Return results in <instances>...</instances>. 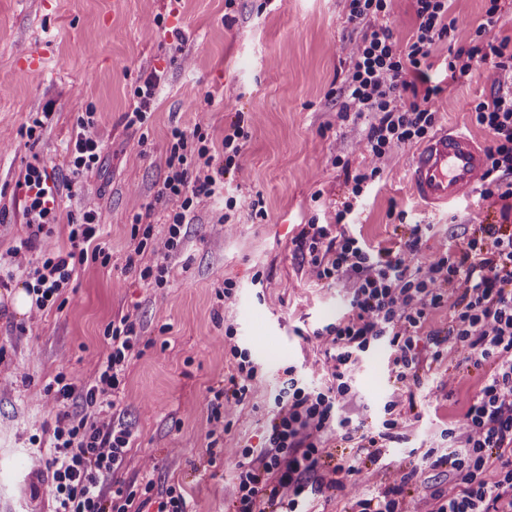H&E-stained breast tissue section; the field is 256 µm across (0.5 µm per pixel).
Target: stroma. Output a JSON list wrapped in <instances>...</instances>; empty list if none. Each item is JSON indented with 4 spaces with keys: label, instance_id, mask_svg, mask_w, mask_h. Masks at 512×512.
<instances>
[{
    "label": "stroma",
    "instance_id": "1",
    "mask_svg": "<svg viewBox=\"0 0 512 512\" xmlns=\"http://www.w3.org/2000/svg\"><path fill=\"white\" fill-rule=\"evenodd\" d=\"M485 10V0H452L455 28L430 58L431 81L442 91L429 106L438 129L460 127L486 143L491 135L473 110L489 99V81H448L449 48L469 43ZM351 38L345 0H235L230 7L225 0H0V512H50L47 480H29L31 450L34 442L48 443L58 409L77 411L81 402L58 401L45 387L61 372L77 387L92 384L107 352L105 330L125 314L141 342L110 411L133 433L123 478L159 489L180 484L188 512H230L234 450L261 446L285 369L314 387L329 379L326 346L312 331L345 312L344 290L311 278L292 240L309 221L333 223L346 201L334 157L355 170L381 168L351 226L368 247L390 245L403 220L429 225L421 255L433 257L454 248L473 224L503 223L501 203L476 192L426 209L407 179L415 147L374 161L365 120L338 118L334 93L350 66ZM32 52L42 64L30 69L24 59ZM155 70L161 80L151 114L141 127H127L135 90ZM48 105L52 122L39 139L28 138L27 128ZM90 107L101 163L72 190H61L46 239L70 251L69 218L90 204L109 260L77 267L63 305L16 315L7 290L27 285L29 274L14 264L12 251L30 230L15 183L38 161L68 176V145ZM238 120L243 171L225 176L224 193L241 208L224 224L222 203L202 201L168 259V284L149 286L126 263L137 244L136 215L154 236L164 234L169 204L158 192L171 128L199 127L219 144ZM228 326L259 376L218 432L209 402L234 371L224 348ZM388 356L387 347L373 348L355 376L348 413L370 426L393 392ZM483 378V371L464 367L452 389L432 379L403 393L400 447L349 477L343 489L314 495L312 512H351L357 494L408 473L448 427L462 423Z\"/></svg>",
    "mask_w": 512,
    "mask_h": 512
}]
</instances>
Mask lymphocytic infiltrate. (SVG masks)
Returning <instances> with one entry per match:
<instances>
[{
	"label": "lymphocytic infiltrate",
	"mask_w": 512,
	"mask_h": 512,
	"mask_svg": "<svg viewBox=\"0 0 512 512\" xmlns=\"http://www.w3.org/2000/svg\"><path fill=\"white\" fill-rule=\"evenodd\" d=\"M347 20L359 31L350 49L351 66L339 89L337 115L367 116L366 148L381 160L393 149L424 141L434 133L436 114L428 103L435 95L429 86L428 60L437 42L454 27L450 0H414L416 29L406 47H399L389 23L392 0H347ZM500 19V0H488L483 23L468 45L448 53V78L462 83L474 75L492 77L489 100L475 107L477 124L491 135L489 167L481 195L512 201V84L502 82L512 69V46L491 39ZM95 113L86 110L69 146L73 175L92 172L101 161V144L93 133ZM244 131L233 123L224 135L222 156H215L201 129L173 127L165 153L166 175L159 191L171 204L162 237L144 228L135 255L151 253L159 261L141 268L140 277L155 287L167 283V258L176 253L206 199L223 201L227 210L237 206L224 194L226 174L240 170ZM344 169L351 199L331 224L302 225L294 239V253L309 275L345 287L348 311L335 322L315 329L313 335L329 348L330 385L316 388L288 378L274 401L265 439L260 448L243 447L236 464L234 512H299L309 491L329 493L359 472L365 460L376 457L379 441L394 439L402 424L395 401L384 405L382 429L372 433L345 416L352 402L350 374L371 348L392 351L395 378L402 386L420 385L423 374L438 369L445 357L461 356L466 366L485 376L460 426L448 431V450L425 453L420 469L447 468L448 485L431 494L430 512H512V225L480 224L463 235L454 249L420 259L425 224L407 225L390 247L373 251L349 233L353 201L375 182L379 168L349 172L348 162L334 157ZM43 165H28L16 184L23 214L36 234L54 223L52 201L56 188L46 183ZM100 224L96 209L87 208L73 219L66 255L42 248L31 288L37 310L54 305L78 266L98 260ZM449 306L446 328L422 334L430 311ZM108 351L94 382L79 388L66 374L54 383L58 398L82 399L88 411L59 410L47 450L35 451L40 470L51 484L52 512H186L180 485L155 490L153 483L138 486L118 476L127 456L132 433L114 425V408L128 362L140 344L129 316L111 322L106 330ZM230 354L236 366L229 385L215 392L210 419L220 422L230 404L242 403L258 379V370L245 349L235 345L234 328H226ZM356 445L354 455L330 463L331 441ZM356 512H415L396 483L358 498Z\"/></svg>",
	"instance_id": "lymphocytic-infiltrate-1"
}]
</instances>
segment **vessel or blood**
Here are the masks:
<instances>
[{
  "label": "vessel or blood",
  "mask_w": 512,
  "mask_h": 512,
  "mask_svg": "<svg viewBox=\"0 0 512 512\" xmlns=\"http://www.w3.org/2000/svg\"><path fill=\"white\" fill-rule=\"evenodd\" d=\"M487 167L486 150L476 139L461 131L443 132L414 156L408 174L415 194L439 206L468 196Z\"/></svg>",
  "instance_id": "b4317fda"
}]
</instances>
